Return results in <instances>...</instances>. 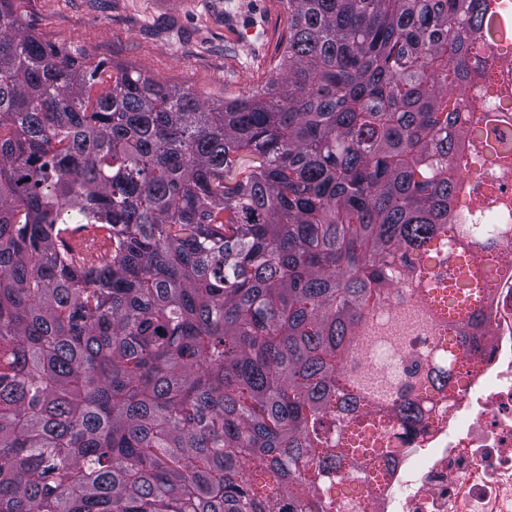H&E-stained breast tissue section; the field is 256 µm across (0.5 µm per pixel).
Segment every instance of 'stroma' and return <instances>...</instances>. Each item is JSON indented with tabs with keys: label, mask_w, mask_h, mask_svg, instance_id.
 <instances>
[{
	"label": "stroma",
	"mask_w": 512,
	"mask_h": 512,
	"mask_svg": "<svg viewBox=\"0 0 512 512\" xmlns=\"http://www.w3.org/2000/svg\"><path fill=\"white\" fill-rule=\"evenodd\" d=\"M49 43L123 64L210 104L266 83L288 29L282 0H21Z\"/></svg>",
	"instance_id": "stroma-1"
}]
</instances>
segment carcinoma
Here are the masks:
<instances>
[{"label": "carcinoma", "mask_w": 512, "mask_h": 512, "mask_svg": "<svg viewBox=\"0 0 512 512\" xmlns=\"http://www.w3.org/2000/svg\"><path fill=\"white\" fill-rule=\"evenodd\" d=\"M283 2L270 79L215 105L0 0V512H350L348 466L425 435L482 350L512 12Z\"/></svg>", "instance_id": "obj_1"}]
</instances>
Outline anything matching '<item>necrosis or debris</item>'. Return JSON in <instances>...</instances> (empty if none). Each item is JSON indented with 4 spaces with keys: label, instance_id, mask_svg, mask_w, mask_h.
<instances>
[{
    "label": "necrosis or debris",
    "instance_id": "4bbe7bcc",
    "mask_svg": "<svg viewBox=\"0 0 512 512\" xmlns=\"http://www.w3.org/2000/svg\"><path fill=\"white\" fill-rule=\"evenodd\" d=\"M481 359L422 447L381 461L372 512H512V265L502 263Z\"/></svg>",
    "mask_w": 512,
    "mask_h": 512
}]
</instances>
